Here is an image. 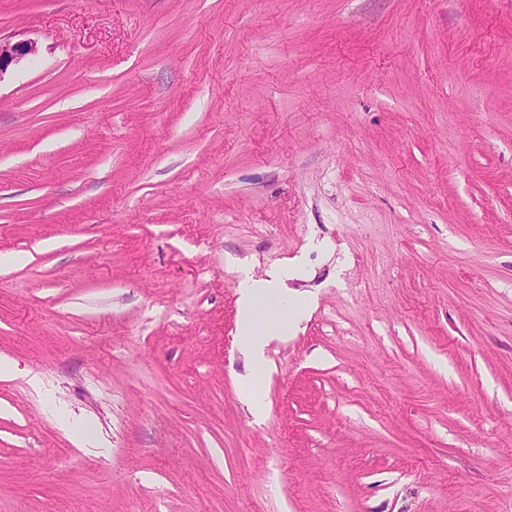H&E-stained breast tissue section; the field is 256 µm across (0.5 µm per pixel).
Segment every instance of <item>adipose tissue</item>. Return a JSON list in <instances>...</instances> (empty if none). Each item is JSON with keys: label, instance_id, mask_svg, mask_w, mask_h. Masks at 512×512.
I'll list each match as a JSON object with an SVG mask.
<instances>
[{"label": "adipose tissue", "instance_id": "ef3b65f1", "mask_svg": "<svg viewBox=\"0 0 512 512\" xmlns=\"http://www.w3.org/2000/svg\"><path fill=\"white\" fill-rule=\"evenodd\" d=\"M284 283L283 274L274 275L272 280L259 282L249 273H242L238 282L241 305L240 347L251 368L263 365L264 351L269 342L287 329L288 321L276 314L263 310L265 301L281 299Z\"/></svg>", "mask_w": 512, "mask_h": 512}]
</instances>
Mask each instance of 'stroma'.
Instances as JSON below:
<instances>
[{
    "label": "stroma",
    "instance_id": "1",
    "mask_svg": "<svg viewBox=\"0 0 512 512\" xmlns=\"http://www.w3.org/2000/svg\"><path fill=\"white\" fill-rule=\"evenodd\" d=\"M0 40V512H512V0ZM245 270L305 302L252 386ZM36 52V44L31 41L2 43L0 40V74L11 65L20 64L27 56Z\"/></svg>",
    "mask_w": 512,
    "mask_h": 512
}]
</instances>
